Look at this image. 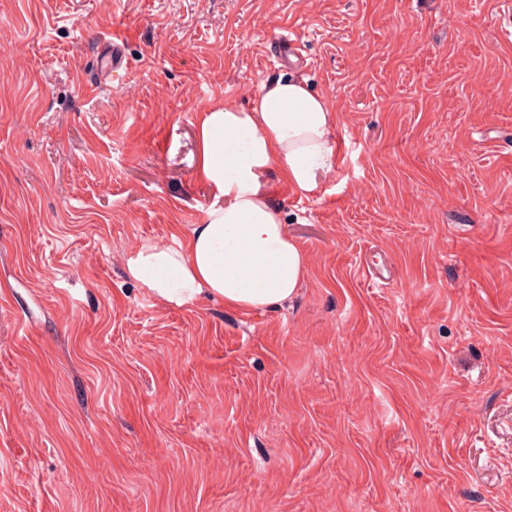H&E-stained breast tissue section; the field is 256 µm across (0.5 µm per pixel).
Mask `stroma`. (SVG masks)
I'll list each match as a JSON object with an SVG mask.
<instances>
[{
	"label": "stroma",
	"mask_w": 512,
	"mask_h": 512,
	"mask_svg": "<svg viewBox=\"0 0 512 512\" xmlns=\"http://www.w3.org/2000/svg\"><path fill=\"white\" fill-rule=\"evenodd\" d=\"M501 3L0 0V512H512ZM282 75L338 115L271 181L305 280L165 305L125 257L212 201L196 99Z\"/></svg>",
	"instance_id": "obj_1"
}]
</instances>
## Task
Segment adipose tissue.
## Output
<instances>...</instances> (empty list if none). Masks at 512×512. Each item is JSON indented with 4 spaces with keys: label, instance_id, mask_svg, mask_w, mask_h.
Wrapping results in <instances>:
<instances>
[{
    "label": "adipose tissue",
    "instance_id": "1",
    "mask_svg": "<svg viewBox=\"0 0 512 512\" xmlns=\"http://www.w3.org/2000/svg\"><path fill=\"white\" fill-rule=\"evenodd\" d=\"M335 123L326 98L294 77L263 83L246 108L203 107L193 174L214 200L186 236L132 251L128 276L175 307L203 296L231 310L283 306L303 281L307 261L271 202V179L282 177L303 196L315 193L318 175L334 164Z\"/></svg>",
    "mask_w": 512,
    "mask_h": 512
}]
</instances>
